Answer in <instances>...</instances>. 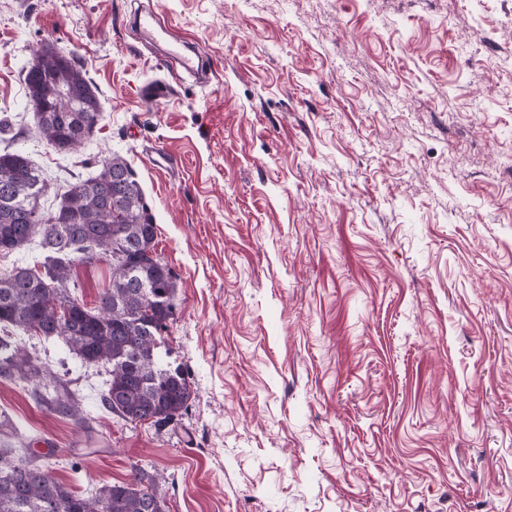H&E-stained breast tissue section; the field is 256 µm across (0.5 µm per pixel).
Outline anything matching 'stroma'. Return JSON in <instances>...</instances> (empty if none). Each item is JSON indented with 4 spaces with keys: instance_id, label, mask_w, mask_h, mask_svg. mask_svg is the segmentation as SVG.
<instances>
[{
    "instance_id": "stroma-1",
    "label": "stroma",
    "mask_w": 512,
    "mask_h": 512,
    "mask_svg": "<svg viewBox=\"0 0 512 512\" xmlns=\"http://www.w3.org/2000/svg\"><path fill=\"white\" fill-rule=\"evenodd\" d=\"M139 4L0 0V148L41 169L49 210L128 161L192 398L124 421L99 370L22 335L93 422L1 380L6 444L53 441L52 477L83 493L146 469L166 512H512V0H153L205 85L141 38ZM48 45L103 105L67 152L24 85ZM156 80L170 98H143Z\"/></svg>"
}]
</instances>
